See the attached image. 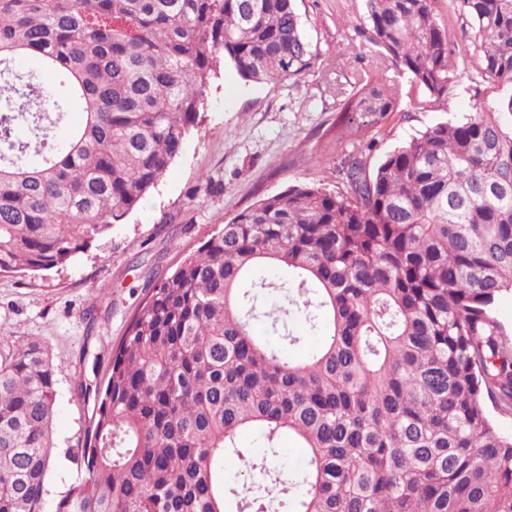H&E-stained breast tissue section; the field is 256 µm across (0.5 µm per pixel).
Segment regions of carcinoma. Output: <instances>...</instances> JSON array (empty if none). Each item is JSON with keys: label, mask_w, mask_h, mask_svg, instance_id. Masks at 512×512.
I'll use <instances>...</instances> for the list:
<instances>
[{"label": "carcinoma", "mask_w": 512, "mask_h": 512, "mask_svg": "<svg viewBox=\"0 0 512 512\" xmlns=\"http://www.w3.org/2000/svg\"><path fill=\"white\" fill-rule=\"evenodd\" d=\"M455 2L480 51L476 111L372 169L368 143L337 190L262 199L149 278L106 376L78 384L95 399L85 475L55 512H512V436L489 414L512 413V332L494 315L512 293V0ZM364 9L417 109L447 103L435 0ZM28 54L43 67H17ZM220 55L257 83L313 59L295 0H0V272L65 267L133 211L197 126ZM396 98L358 75L346 128ZM263 264L288 282L257 278ZM295 318L326 336L299 361L284 355ZM55 385L44 345H0V512H45ZM247 429L272 458L238 447ZM285 433L304 449L294 472L275 459Z\"/></svg>", "instance_id": "cac0c4a2"}]
</instances>
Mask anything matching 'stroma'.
I'll use <instances>...</instances> for the list:
<instances>
[{"label": "stroma", "mask_w": 512, "mask_h": 512, "mask_svg": "<svg viewBox=\"0 0 512 512\" xmlns=\"http://www.w3.org/2000/svg\"><path fill=\"white\" fill-rule=\"evenodd\" d=\"M313 63L300 77L276 83L244 80L220 62L205 91V110L182 151L140 205L107 236L66 267L0 274V338L47 346L56 378L54 461L45 480V512L81 476L73 451L93 406L79 396L80 377L106 365L99 339L119 338L142 297L148 275L169 274L212 232L260 199L292 186L335 190L339 169L361 139H375V156L427 126L474 112L479 53L465 16L451 0H436L438 22L460 56L447 105L417 111L412 76L368 40L364 0H296ZM400 89L399 107L362 137L341 128L335 87L350 88L356 72ZM94 311V324L82 315Z\"/></svg>", "instance_id": "obj_1"}]
</instances>
